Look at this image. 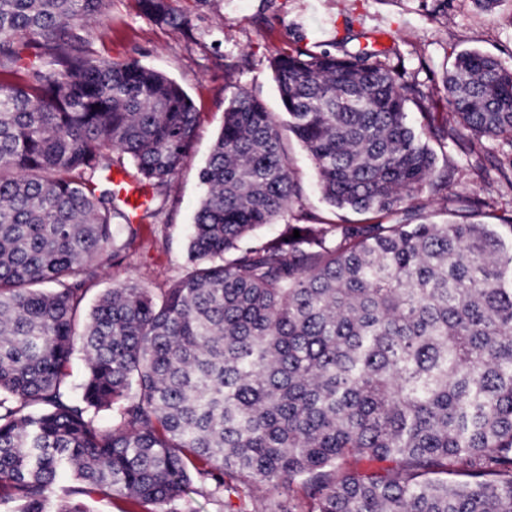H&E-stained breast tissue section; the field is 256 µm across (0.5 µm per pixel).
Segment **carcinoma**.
I'll use <instances>...</instances> for the list:
<instances>
[{"instance_id": "cac0c4a2", "label": "carcinoma", "mask_w": 512, "mask_h": 512, "mask_svg": "<svg viewBox=\"0 0 512 512\" xmlns=\"http://www.w3.org/2000/svg\"><path fill=\"white\" fill-rule=\"evenodd\" d=\"M108 2L0 0V504L88 512L79 497L96 492L193 493L259 512L231 502L237 481L281 494L299 480L300 512H512V247L493 225L413 212L253 236L302 197L283 128L331 206L393 212L441 189L430 141L512 145V66L459 52L453 123L437 124L384 50L281 52L283 119L243 88L226 102L185 272L157 293L116 284L87 310L134 221L159 213L100 182L167 196L197 129L180 83L85 53ZM138 2L190 25L173 0ZM349 456L395 466L347 470ZM63 467L75 485L52 511Z\"/></svg>"}]
</instances>
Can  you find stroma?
Segmentation results:
<instances>
[{"mask_svg":"<svg viewBox=\"0 0 512 512\" xmlns=\"http://www.w3.org/2000/svg\"><path fill=\"white\" fill-rule=\"evenodd\" d=\"M191 19L190 28L159 25L144 17L138 0H111L102 21L89 23L90 55L138 61L183 85L197 112V131L186 164L175 178L155 224L139 227L124 257L113 263L92 294L112 284L139 280L157 289L185 270L186 243L202 189L199 172L224 125L227 99L242 87L273 113L283 110L271 68L281 50L298 45L341 53L343 41H378L389 48L388 65L406 80L420 83L436 115H446L444 76L456 54L476 49L512 64V0L483 11L473 0H174ZM293 171L304 196L283 215L288 223H335L339 211L323 198L312 160L290 139ZM477 156L449 146V165H437L448 178L446 195L422 191L409 199L413 209L463 221L468 201L480 204L478 219L499 224L512 218V184L497 161L512 153L502 141H487Z\"/></svg>","mask_w":512,"mask_h":512,"instance_id":"obj_1","label":"stroma"}]
</instances>
